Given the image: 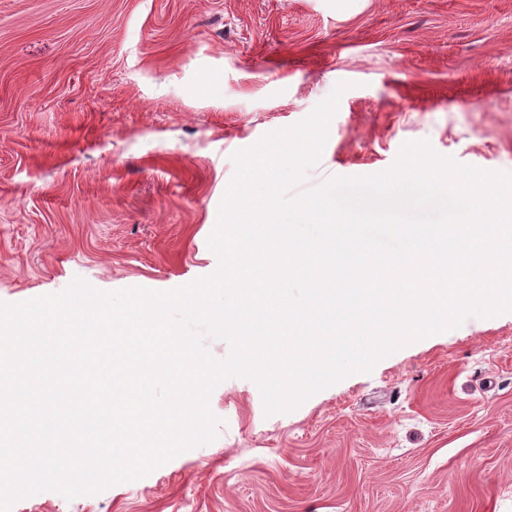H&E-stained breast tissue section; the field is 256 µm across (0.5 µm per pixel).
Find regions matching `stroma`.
I'll list each match as a JSON object with an SVG mask.
<instances>
[{
    "label": "stroma",
    "instance_id": "obj_1",
    "mask_svg": "<svg viewBox=\"0 0 512 512\" xmlns=\"http://www.w3.org/2000/svg\"><path fill=\"white\" fill-rule=\"evenodd\" d=\"M341 81L290 195L424 139L512 172V0H0V303L214 273L232 154ZM209 406L215 439L148 476L12 512H512V312L288 413L244 378Z\"/></svg>",
    "mask_w": 512,
    "mask_h": 512
}]
</instances>
